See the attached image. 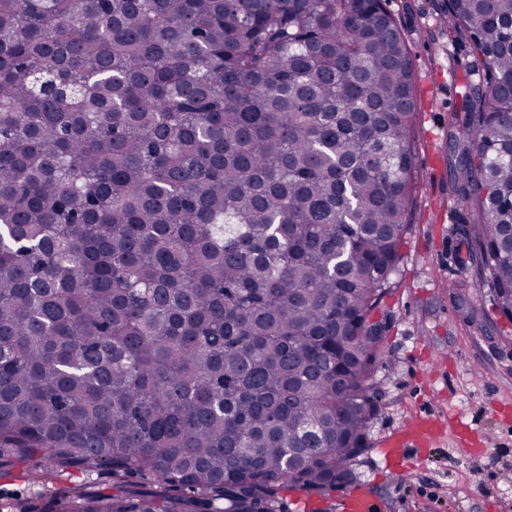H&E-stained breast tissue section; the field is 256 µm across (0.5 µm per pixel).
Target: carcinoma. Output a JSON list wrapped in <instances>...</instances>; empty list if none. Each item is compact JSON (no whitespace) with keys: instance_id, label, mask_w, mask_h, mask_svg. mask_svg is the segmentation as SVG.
<instances>
[{"instance_id":"1","label":"carcinoma","mask_w":512,"mask_h":512,"mask_svg":"<svg viewBox=\"0 0 512 512\" xmlns=\"http://www.w3.org/2000/svg\"><path fill=\"white\" fill-rule=\"evenodd\" d=\"M453 193L512 318V0H444ZM385 0H0V476L26 512H292L353 480L416 189ZM35 464L27 468H17V477L0 478V505L1 503L13 502L20 510L30 500L45 498L47 488L38 480L35 475Z\"/></svg>"}]
</instances>
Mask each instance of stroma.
Segmentation results:
<instances>
[{
	"mask_svg": "<svg viewBox=\"0 0 512 512\" xmlns=\"http://www.w3.org/2000/svg\"><path fill=\"white\" fill-rule=\"evenodd\" d=\"M441 3L387 0L414 61L417 188L399 268L375 316L386 336L375 371L380 409L354 470L378 512H512V321L494 311L457 232L471 216L452 194L448 120L474 59L449 40ZM451 412L481 436L485 454L449 433L409 460L404 474L385 467L382 445L410 416ZM34 472L1 477L0 504L45 497Z\"/></svg>",
	"mask_w": 512,
	"mask_h": 512,
	"instance_id": "obj_1",
	"label": "stroma"
}]
</instances>
